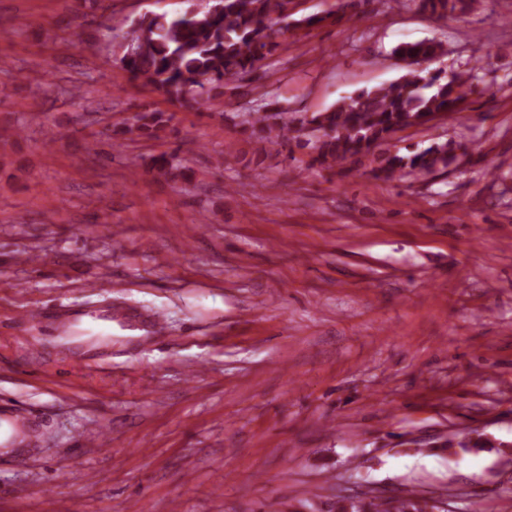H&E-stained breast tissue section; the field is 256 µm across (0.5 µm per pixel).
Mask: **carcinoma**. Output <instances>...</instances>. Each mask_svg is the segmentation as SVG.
Returning <instances> with one entry per match:
<instances>
[{"label": "carcinoma", "instance_id": "1", "mask_svg": "<svg viewBox=\"0 0 512 512\" xmlns=\"http://www.w3.org/2000/svg\"><path fill=\"white\" fill-rule=\"evenodd\" d=\"M364 0H339L337 11L326 16H307L297 25L307 28L330 18L342 19L349 9ZM418 8L443 17L450 12L467 13L475 0H416ZM291 0H215L202 9L169 17L143 15L120 35V63L133 81L154 88L167 100L191 108L204 96L224 86L250 80L271 58L275 39L287 31L273 24L290 17ZM394 53L412 64L442 55L434 40L404 43ZM479 82L475 69L445 75L411 69L399 79L350 96L326 112L298 121L276 99L261 96L252 100L251 112L240 121L243 129L260 140L277 146L291 141L309 149L307 168L344 169L366 159L371 172L386 180L407 175L427 176L445 170L452 161L448 144L435 143L410 155L385 149L393 135L405 128L423 125L450 112H458L469 90ZM173 116L145 110L123 129L125 134H154ZM151 168L170 178L183 175L174 155L151 158ZM331 504L339 512H424L421 497L412 493L384 498L369 490L340 498Z\"/></svg>", "mask_w": 512, "mask_h": 512}]
</instances>
